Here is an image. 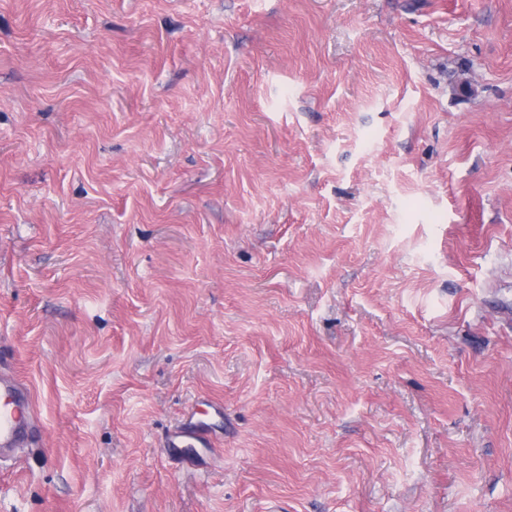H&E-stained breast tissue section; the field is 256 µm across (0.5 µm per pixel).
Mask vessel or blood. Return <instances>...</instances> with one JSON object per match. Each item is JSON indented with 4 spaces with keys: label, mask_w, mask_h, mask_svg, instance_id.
<instances>
[{
    "label": "vessel or blood",
    "mask_w": 512,
    "mask_h": 512,
    "mask_svg": "<svg viewBox=\"0 0 512 512\" xmlns=\"http://www.w3.org/2000/svg\"><path fill=\"white\" fill-rule=\"evenodd\" d=\"M35 405L29 389L16 378H0V450L15 448L30 437Z\"/></svg>",
    "instance_id": "1"
}]
</instances>
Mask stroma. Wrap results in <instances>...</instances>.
Here are the masks:
<instances>
[{
	"mask_svg": "<svg viewBox=\"0 0 512 512\" xmlns=\"http://www.w3.org/2000/svg\"><path fill=\"white\" fill-rule=\"evenodd\" d=\"M0 375V512H512V0H0ZM35 405L30 390L14 377L0 378V455L30 437L35 425Z\"/></svg>",
	"mask_w": 512,
	"mask_h": 512,
	"instance_id": "1",
	"label": "stroma"
}]
</instances>
